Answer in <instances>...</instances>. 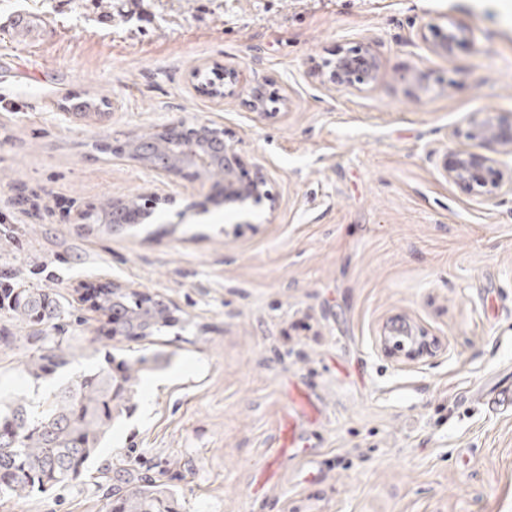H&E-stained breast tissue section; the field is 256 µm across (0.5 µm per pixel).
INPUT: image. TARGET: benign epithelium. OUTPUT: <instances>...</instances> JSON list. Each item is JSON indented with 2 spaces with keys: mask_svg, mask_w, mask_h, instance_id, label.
<instances>
[{
  "mask_svg": "<svg viewBox=\"0 0 512 512\" xmlns=\"http://www.w3.org/2000/svg\"><path fill=\"white\" fill-rule=\"evenodd\" d=\"M433 37L432 51L449 56L462 40L466 39V29L450 25L446 28L433 26L430 29ZM331 70L328 81L339 90H349L374 82L379 74L380 64L377 55L367 43H360L353 48L337 55L330 63ZM268 95L262 85L252 89L250 107L261 114L269 113L267 108ZM456 136L469 141L497 142L505 153H512V116L500 117L496 120L486 118L471 120L467 130L459 131ZM216 149L224 159V203L246 205L250 201L259 202L271 198L267 189L265 175L256 173L245 179L240 174V156L236 145L224 139L217 143ZM146 153L155 156L152 172L160 176L181 174L185 171H196L210 161L209 153L202 151L201 142L189 135L184 125H172L164 136L154 144L144 147ZM448 179L465 185L469 193L481 200H491L503 194H512V171L506 172L502 163L493 157L470 150H456L452 164H443ZM151 203L147 208L131 206L125 202L112 204V210L121 223L143 221L151 217ZM384 345L395 342L400 348H408V354L422 355L431 351V343L425 336H415L405 332V336L393 341L383 337Z\"/></svg>",
  "mask_w": 512,
  "mask_h": 512,
  "instance_id": "obj_1",
  "label": "benign epithelium"
}]
</instances>
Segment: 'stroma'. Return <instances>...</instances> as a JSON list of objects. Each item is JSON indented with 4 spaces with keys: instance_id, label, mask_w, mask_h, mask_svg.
I'll return each mask as SVG.
<instances>
[{
    "instance_id": "stroma-1",
    "label": "stroma",
    "mask_w": 512,
    "mask_h": 512,
    "mask_svg": "<svg viewBox=\"0 0 512 512\" xmlns=\"http://www.w3.org/2000/svg\"><path fill=\"white\" fill-rule=\"evenodd\" d=\"M19 12L39 42H14ZM450 23L467 40L430 51ZM362 41L377 81L323 82ZM224 66L232 92L200 94ZM258 84L271 115L248 105ZM502 112L512 0H0V275L72 305L69 364L38 386V339L0 314V393L47 395L108 352L151 360L85 476L0 512H105L110 480L145 476L179 512H512V415L473 398L512 377V196L442 173L453 131ZM177 122L223 129L272 200L228 207L211 181L112 152ZM138 198L158 201L145 222L78 231ZM115 282L170 302L174 327L112 340L77 293ZM395 324L431 353L385 350ZM290 423L299 451L272 462Z\"/></svg>"
}]
</instances>
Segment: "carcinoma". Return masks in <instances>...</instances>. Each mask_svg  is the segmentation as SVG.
Returning <instances> with one entry per match:
<instances>
[{
  "label": "carcinoma",
  "mask_w": 512,
  "mask_h": 512,
  "mask_svg": "<svg viewBox=\"0 0 512 512\" xmlns=\"http://www.w3.org/2000/svg\"><path fill=\"white\" fill-rule=\"evenodd\" d=\"M153 140L150 134L138 135L128 141V151L134 159L149 163L140 144ZM86 220L112 230V204L104 202L89 210ZM68 308L64 296L48 288L24 286L8 289L0 303V313L45 334ZM96 309L124 331L127 340L157 336L172 323L163 301L144 306L140 293L125 288L103 290ZM67 353L66 341L55 336L27 358L24 371L38 382L63 368ZM145 363L146 358L140 357L115 366L109 353L105 363L58 387L36 406L21 397L0 400V427L10 429V435H0V498L18 503L82 478L112 421L130 409ZM114 504L119 512H178L176 492L147 478L122 480L116 493L107 497L106 512H113Z\"/></svg>",
  "instance_id": "1"
}]
</instances>
